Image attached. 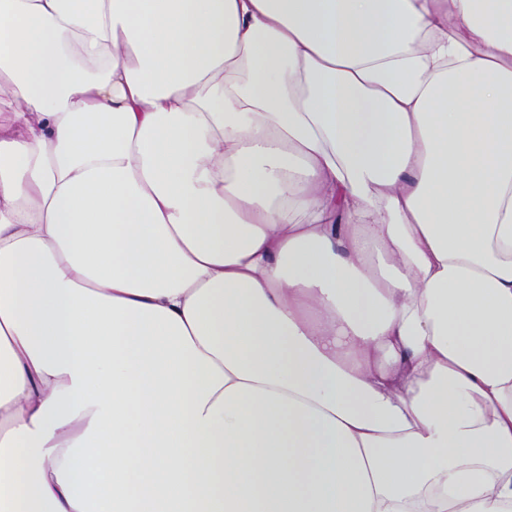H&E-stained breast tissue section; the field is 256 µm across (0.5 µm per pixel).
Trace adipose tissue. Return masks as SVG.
I'll return each mask as SVG.
<instances>
[{"instance_id": "1", "label": "adipose tissue", "mask_w": 512, "mask_h": 512, "mask_svg": "<svg viewBox=\"0 0 512 512\" xmlns=\"http://www.w3.org/2000/svg\"><path fill=\"white\" fill-rule=\"evenodd\" d=\"M0 512H512V0H0Z\"/></svg>"}]
</instances>
